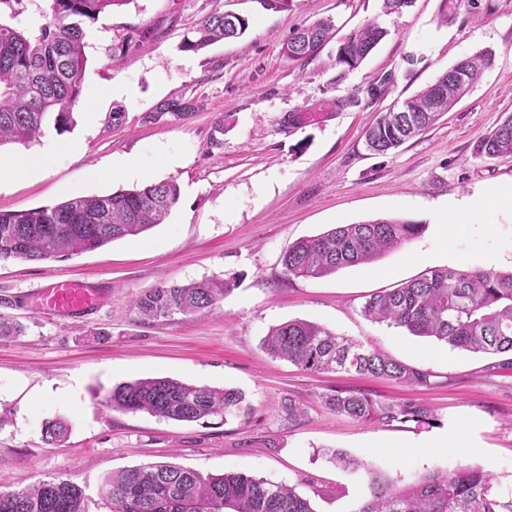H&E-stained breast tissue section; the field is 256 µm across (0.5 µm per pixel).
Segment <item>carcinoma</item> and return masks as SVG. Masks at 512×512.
<instances>
[{
	"instance_id": "cac0c4a2",
	"label": "carcinoma",
	"mask_w": 512,
	"mask_h": 512,
	"mask_svg": "<svg viewBox=\"0 0 512 512\" xmlns=\"http://www.w3.org/2000/svg\"><path fill=\"white\" fill-rule=\"evenodd\" d=\"M131 0H49L38 33L14 23L25 12L24 0H0L10 9L0 20V146L26 144L48 120L57 128L73 123L81 96L86 24L100 13ZM249 28L243 15L214 10L202 17L181 48L198 52L222 39L239 38ZM333 35L329 19L293 33L283 53L293 61L316 57ZM375 19L362 24L338 46L336 64L359 67L386 37ZM493 64L489 53L464 58L435 83L404 101L406 111L381 112L365 131L369 151L388 154L434 125ZM196 109L181 97L168 99L146 113L145 123L183 119ZM331 116L329 112H290L282 125L294 133ZM476 154L512 155V115L482 136ZM174 178L106 195L74 197L54 206L24 212L0 211V260L41 262L94 251L135 237L162 223L178 203ZM422 225L397 219L340 224L291 245L281 258L288 278H321L345 267L369 264L389 249L410 242ZM233 283L207 279L189 284L160 283L133 301L142 321L197 316L215 311ZM363 316L404 328L413 336L431 337L475 353L502 355L496 364L512 369V272L430 269L388 292L372 294ZM261 348L310 373L354 371L411 386L431 384L430 373L391 359L345 336L309 321L292 320L271 329ZM109 406L145 411L177 421L249 414L242 392L187 384L170 378L122 383L107 397ZM333 411L362 422L425 423L432 411L414 401L382 405L370 396L338 390L325 395ZM69 434L63 420L45 424L43 441L59 445ZM494 478L478 468L432 471L399 487L372 475L370 494L353 512H512V499L493 491ZM102 493L113 512H314L310 501L289 486L243 474L204 476L172 463H145L108 475ZM0 512H85L84 494L57 477L0 491Z\"/></svg>"
}]
</instances>
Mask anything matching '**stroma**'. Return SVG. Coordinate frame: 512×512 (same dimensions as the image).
I'll return each mask as SVG.
<instances>
[{"instance_id":"1","label":"stroma","mask_w":512,"mask_h":512,"mask_svg":"<svg viewBox=\"0 0 512 512\" xmlns=\"http://www.w3.org/2000/svg\"><path fill=\"white\" fill-rule=\"evenodd\" d=\"M250 18L241 37L198 52L181 44L215 11ZM414 0L385 16L381 0H289L263 10L257 0H130L87 29L80 104L67 129L46 123L26 144L0 146V159L39 151L45 136L79 149L53 157L38 176L0 183V210L25 211L64 200L175 178L180 199L163 224L61 261H0V318L20 321L22 336L0 339V491L62 477L80 487L86 512H112L100 492L112 472L171 462L201 474L241 473L283 483L315 512H353L377 472L407 486L427 472L469 465L490 473L497 496L512 498V371L405 329L366 319L368 294L428 269L512 270V203H491L478 219L439 220L448 206L512 184V156L481 158L478 139L512 114V0ZM332 18L336 35L313 59L292 61L282 44L293 30ZM380 18L388 34L354 70L336 63L341 40ZM144 31L126 58L117 38ZM491 52L493 65L451 112L389 154L364 147L378 113L400 106L460 59ZM196 112L151 124L145 113L172 97ZM347 100L334 111L336 100ZM317 106L327 120L295 134L283 117ZM127 114L123 126L112 113ZM219 146H212V138ZM117 158L140 175L94 178ZM398 218L421 234L373 264L316 279L286 278L280 257L298 239L338 224ZM225 278L235 286L215 313L144 323L132 302L158 283ZM57 279L99 283L93 313L43 308L37 290ZM317 323L387 356L430 372L407 386L355 372L316 374L268 356L269 330L290 320ZM172 378L234 388L248 416L199 422L165 420L107 406L117 385ZM368 394L380 404L413 400L430 423H362L329 410L322 394ZM304 417L282 411L287 398ZM62 418L65 443L42 441ZM360 464L337 467L332 452Z\"/></svg>"}]
</instances>
